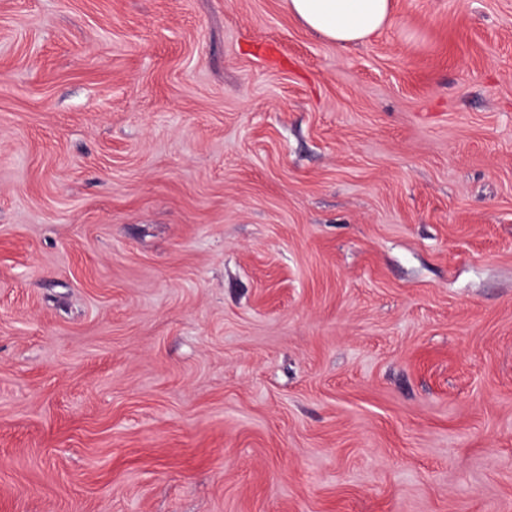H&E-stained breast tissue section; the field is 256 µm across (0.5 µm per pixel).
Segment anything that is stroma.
<instances>
[{
  "label": "stroma",
  "mask_w": 512,
  "mask_h": 512,
  "mask_svg": "<svg viewBox=\"0 0 512 512\" xmlns=\"http://www.w3.org/2000/svg\"><path fill=\"white\" fill-rule=\"evenodd\" d=\"M0 512H512V0H0ZM288 13L340 48L365 42L391 21L393 0H285Z\"/></svg>",
  "instance_id": "obj_1"
}]
</instances>
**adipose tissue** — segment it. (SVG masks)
<instances>
[{"instance_id": "ef3b65f1", "label": "adipose tissue", "mask_w": 512, "mask_h": 512, "mask_svg": "<svg viewBox=\"0 0 512 512\" xmlns=\"http://www.w3.org/2000/svg\"><path fill=\"white\" fill-rule=\"evenodd\" d=\"M311 33L344 48L365 42L391 21L393 0H285Z\"/></svg>"}]
</instances>
